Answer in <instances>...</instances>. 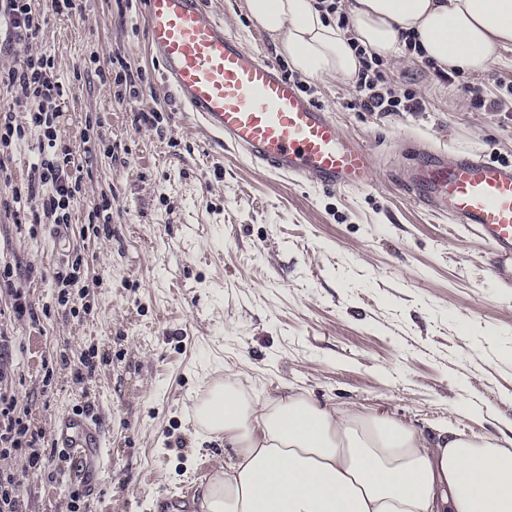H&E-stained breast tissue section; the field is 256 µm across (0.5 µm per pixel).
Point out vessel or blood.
Wrapping results in <instances>:
<instances>
[{
	"instance_id": "obj_1",
	"label": "vessel or blood",
	"mask_w": 512,
	"mask_h": 512,
	"mask_svg": "<svg viewBox=\"0 0 512 512\" xmlns=\"http://www.w3.org/2000/svg\"><path fill=\"white\" fill-rule=\"evenodd\" d=\"M147 38L161 79L189 117L250 162L329 189L364 187L376 158L279 68L224 31L201 0H144ZM405 185L436 214L468 225L488 248V269L512 288V162L432 155L407 170ZM53 442L72 457L102 462L104 434L86 412L61 414Z\"/></svg>"
}]
</instances>
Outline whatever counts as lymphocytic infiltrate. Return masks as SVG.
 Returning <instances> with one entry per match:
<instances>
[{"label":"lymphocytic infiltrate","mask_w":512,"mask_h":512,"mask_svg":"<svg viewBox=\"0 0 512 512\" xmlns=\"http://www.w3.org/2000/svg\"><path fill=\"white\" fill-rule=\"evenodd\" d=\"M0 21L5 22L17 40H31L41 30V20L36 15L31 0H0ZM363 67L357 76L358 104L366 112H419L421 101L412 93L396 95L388 84L383 69V59L364 57ZM0 85L15 93V104L28 116L27 126L13 123L11 118H0V147H7L21 139L26 129L41 135L38 164L33 167L29 193L40 194L41 211L35 214L38 224L69 225L70 204L81 191L79 179L71 175L75 147L59 140L56 128L62 113L59 101L65 88L56 74L50 57L28 56L18 66L0 73ZM40 435L30 429L22 418L11 416L9 409L0 410V454L10 455L21 446L31 447V465L43 461L35 445Z\"/></svg>","instance_id":"f902f5d3"}]
</instances>
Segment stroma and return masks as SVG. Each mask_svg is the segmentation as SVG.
I'll list each match as a JSON object with an SVG mask.
<instances>
[{
  "mask_svg": "<svg viewBox=\"0 0 512 512\" xmlns=\"http://www.w3.org/2000/svg\"><path fill=\"white\" fill-rule=\"evenodd\" d=\"M202 2L246 49L290 72L244 0ZM32 8L43 23L31 42L0 25V72L30 55L54 59L66 88L57 134L77 149L81 192L65 242L34 223L38 199L24 200L18 223L12 193L27 187L40 134L0 151V358L10 371L0 408L42 430L49 460L34 469L27 451L0 457L27 512H170V495L201 487L224 458L223 439L197 432L188 407L228 367L261 397L289 387L473 441L512 427V288L487 272L482 240L431 214L403 181L417 142L450 159L512 161V97L498 112L471 106L472 91L493 98L512 81V50L450 83L421 59L387 61L388 81L423 98L422 112H365L355 79L306 80L309 97L381 161L372 185L331 191L218 147L185 117L160 81L143 0ZM118 59L137 98L99 75ZM141 110L154 122H135ZM105 197L110 223L88 225ZM68 261L77 282L63 304L54 274ZM88 354L95 369L77 379ZM78 408L110 450L91 491L52 441L54 419Z\"/></svg>",
  "mask_w": 512,
  "mask_h": 512,
  "instance_id": "obj_1",
  "label": "stroma"
}]
</instances>
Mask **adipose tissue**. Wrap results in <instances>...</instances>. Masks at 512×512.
Here are the masks:
<instances>
[{
    "label": "adipose tissue",
    "instance_id": "adipose-tissue-1",
    "mask_svg": "<svg viewBox=\"0 0 512 512\" xmlns=\"http://www.w3.org/2000/svg\"><path fill=\"white\" fill-rule=\"evenodd\" d=\"M303 76L350 78L356 46L397 57L413 40L444 71L485 72L512 46V0H348L345 36L316 0H245ZM223 438L199 512H512V437L481 443L291 393L258 400L225 369L191 406Z\"/></svg>",
    "mask_w": 512,
    "mask_h": 512
}]
</instances>
